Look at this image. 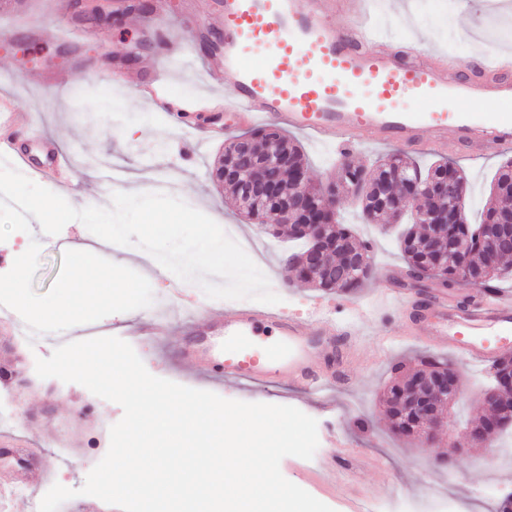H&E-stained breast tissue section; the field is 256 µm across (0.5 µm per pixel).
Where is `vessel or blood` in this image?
Listing matches in <instances>:
<instances>
[{
	"label": "vessel or blood",
	"instance_id": "b4317fda",
	"mask_svg": "<svg viewBox=\"0 0 512 512\" xmlns=\"http://www.w3.org/2000/svg\"><path fill=\"white\" fill-rule=\"evenodd\" d=\"M219 17V29L206 30L199 41L211 82L223 88L236 108L239 125L275 124L303 133L315 142L348 147L355 134L376 145L398 143L415 152H442L455 142L476 156L488 147L512 151V51L478 63L462 73L456 57L419 40L396 45L375 35L364 15L348 28L336 27L350 0H200ZM137 93L175 123L215 109L220 100L203 101L169 95L159 79L135 81ZM416 107L403 109L402 101ZM482 101L483 111L470 105ZM19 115L9 97H0V154L17 155L12 136ZM31 174L60 172L68 188L71 166L53 149L44 161L29 165ZM383 294L398 313L438 346L466 360L491 366L512 335V296H475L467 302L416 295L400 278L384 280ZM364 307L343 297L335 311L313 310L298 319L249 301L231 313L208 308L191 326L192 347L177 351L180 366L211 379H241L262 384L287 380L292 388L314 393L347 382L348 368L359 350L354 323L367 321ZM231 346L232 354L220 351Z\"/></svg>",
	"mask_w": 512,
	"mask_h": 512
}]
</instances>
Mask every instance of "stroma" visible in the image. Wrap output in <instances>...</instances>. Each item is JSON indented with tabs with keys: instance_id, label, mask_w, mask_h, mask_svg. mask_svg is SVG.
I'll return each mask as SVG.
<instances>
[{
	"instance_id": "35a3bbf8",
	"label": "stroma",
	"mask_w": 512,
	"mask_h": 512,
	"mask_svg": "<svg viewBox=\"0 0 512 512\" xmlns=\"http://www.w3.org/2000/svg\"><path fill=\"white\" fill-rule=\"evenodd\" d=\"M60 0H28L24 10L0 12V91L8 93L17 112L36 119L43 141H26L29 156L39 155L43 145L63 149L75 162L71 188L62 197L74 208L110 207L108 173L117 169L125 176H139L149 189L164 188L219 225L232 224L244 244L258 250L257 267L275 284L281 309L302 316L320 291L300 282H289L285 261L301 245L287 236L273 234L264 225L247 220L235 207L228 191L211 178L215 162L224 151L220 141L196 142L190 158L179 152L180 143L193 140L190 131L168 124L162 113L112 79L116 70L130 69L143 78L167 82L171 95L208 98L215 90L202 67H190L200 19L197 0H169L166 12L155 14L157 23L171 28V53L159 44L127 62L138 31L134 20L115 25L75 23L71 11H59ZM376 26L394 42L421 37L428 44L447 47L449 38L458 45L452 53L463 64L479 61L487 53L512 45V0H364L362 5ZM482 22L479 30L462 25L464 17ZM73 27L68 41L56 36L58 25ZM449 47V46H448ZM92 88L81 108H74L73 94ZM194 141V140H193ZM308 160L311 182L326 181L343 157L366 162L389 154L415 156L420 163L434 161L431 153L411 154L405 147L358 142L349 155L335 147L300 137ZM448 159L461 167L469 182L466 215L469 223L481 220L489 194V182L507 159L491 150L480 157L458 151ZM340 222L347 224L372 247L375 274L362 288L358 301L370 317L356 324L364 354L350 370L351 383L326 390L315 398L291 393L284 384L262 389L230 383L215 387V394L228 400L289 405L316 419L318 448L312 459L284 457L282 475L330 506L333 512H349L350 500L378 501L388 497L425 498L430 486L449 488L458 512H497L512 494V457H499L496 447L475 448L458 457L448 468L435 467L445 454L449 438L421 444L395 437L390 431L380 401L385 385L398 365L416 366L421 356L448 358V350H434L423 337H402L398 322L381 318L375 290L383 277L404 272L393 230L362 223L351 200L338 198ZM30 232L17 231L0 242V281L10 278L16 265L26 271V289L32 304L61 295L68 283L77 248L93 243L94 236L78 221L67 223L55 236L45 234L38 222ZM95 262L121 268L129 288L121 304L100 312L93 328L66 329L43 326L40 341L22 335L21 313L0 307V335L8 338L12 351L0 352V362L23 355L28 364L49 357L65 343L93 338L95 333L128 342L147 371L157 377L203 390L206 382L189 371L175 368L171 359L156 350L155 338L173 345L189 339L186 327L191 311L176 306L173 296L182 282L154 259L142 258L135 246L99 248ZM462 395L452 408L458 425L483 413L479 396L491 377L486 367L461 364ZM0 410L12 416L7 432L30 443L42 471L32 476L34 498H41L53 484L77 490L64 512H119L98 498L81 494L91 469L109 448V429L123 416L122 407L92 394L77 383L46 378L41 388L23 387L17 381L0 380Z\"/></svg>"
}]
</instances>
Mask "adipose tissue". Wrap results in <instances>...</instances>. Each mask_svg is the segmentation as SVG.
Wrapping results in <instances>:
<instances>
[{
  "instance_id": "obj_1",
  "label": "adipose tissue",
  "mask_w": 512,
  "mask_h": 512,
  "mask_svg": "<svg viewBox=\"0 0 512 512\" xmlns=\"http://www.w3.org/2000/svg\"><path fill=\"white\" fill-rule=\"evenodd\" d=\"M7 297L22 314L39 322L70 327L89 324L99 310L111 307L125 293L121 270H100L87 256H79L63 296L32 306L26 291L25 270L16 267L7 280Z\"/></svg>"
}]
</instances>
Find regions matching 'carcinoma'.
Returning <instances> with one entry per match:
<instances>
[{"mask_svg": "<svg viewBox=\"0 0 512 512\" xmlns=\"http://www.w3.org/2000/svg\"><path fill=\"white\" fill-rule=\"evenodd\" d=\"M249 145L256 163L271 156L279 162L281 177L277 181L274 204L279 211V223L288 225V235L306 243L302 253L288 259L294 277L311 284L328 294L353 295L372 279L369 245L357 238L350 227L338 223L336 216L321 207L327 195L351 194L354 187L362 188L355 198L363 219L368 224H379L400 219L410 196V186L417 183L425 189L447 178L453 182V194L433 196L421 194L425 207L441 217L448 205L464 207L468 191L466 174L447 160H437L421 168L391 154L366 166L360 162L343 161L332 181L305 187V208L292 209L296 179H306L307 166L301 146L275 127H262L238 137L224 147V164L234 161L238 142ZM249 173L242 172L237 182L229 184L232 197L246 217L260 219L267 205L263 199L247 195ZM491 201L486 208L483 222L464 223L446 228L434 238L423 225L412 223L401 230L398 246L410 278L419 280L440 274L442 284L450 289L462 281L480 285L485 295L496 293V281L506 270L504 263L512 261V226L498 223L502 216L512 215V161L505 162L490 182ZM311 222L327 224L321 249L324 250L323 266L312 263L310 254L314 244L308 240L305 226ZM446 361L424 357L421 365L429 372H418V385H413L414 374L401 373L391 380L385 395L386 414L394 434L402 439H418L419 418L416 406L433 395L436 370ZM493 384L487 389L490 399L485 407L487 414L471 425L474 433L472 444L490 441L507 427H512V357L504 356L496 365Z\"/></svg>", "mask_w": 512, "mask_h": 512, "instance_id": "1", "label": "carcinoma"}]
</instances>
